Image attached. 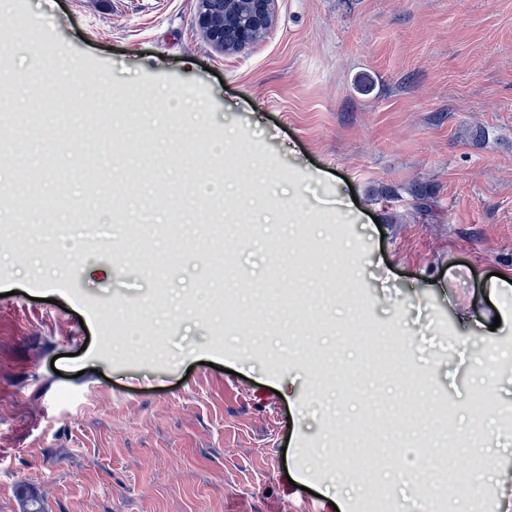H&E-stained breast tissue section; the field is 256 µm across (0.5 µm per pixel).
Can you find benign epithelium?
<instances>
[{
    "mask_svg": "<svg viewBox=\"0 0 512 512\" xmlns=\"http://www.w3.org/2000/svg\"><path fill=\"white\" fill-rule=\"evenodd\" d=\"M197 25L214 49L234 51L259 40L275 21V0H200Z\"/></svg>",
    "mask_w": 512,
    "mask_h": 512,
    "instance_id": "obj_1",
    "label": "benign epithelium"
}]
</instances>
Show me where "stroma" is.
I'll return each instance as SVG.
<instances>
[{
  "instance_id": "1",
  "label": "stroma",
  "mask_w": 512,
  "mask_h": 512,
  "mask_svg": "<svg viewBox=\"0 0 512 512\" xmlns=\"http://www.w3.org/2000/svg\"><path fill=\"white\" fill-rule=\"evenodd\" d=\"M199 7L0 0V512H368L490 456L512 512V0H276L230 54Z\"/></svg>"
}]
</instances>
